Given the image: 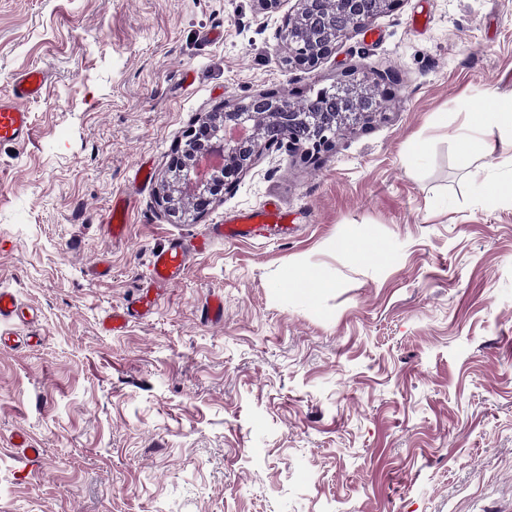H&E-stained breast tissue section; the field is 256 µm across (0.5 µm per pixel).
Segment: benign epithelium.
Returning <instances> with one entry per match:
<instances>
[{
    "instance_id": "7a95c632",
    "label": "benign epithelium",
    "mask_w": 512,
    "mask_h": 512,
    "mask_svg": "<svg viewBox=\"0 0 512 512\" xmlns=\"http://www.w3.org/2000/svg\"><path fill=\"white\" fill-rule=\"evenodd\" d=\"M398 0H296L280 32L287 62L308 69L336 53L353 32L369 25ZM381 113L366 87L345 84L322 89L298 102L259 92L245 103L205 112L185 131L155 196L165 216L181 223L202 216L265 150L288 144L305 155L328 149L349 120L371 121Z\"/></svg>"
}]
</instances>
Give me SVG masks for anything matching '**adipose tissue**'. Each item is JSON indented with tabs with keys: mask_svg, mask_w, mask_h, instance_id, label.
<instances>
[{
	"mask_svg": "<svg viewBox=\"0 0 512 512\" xmlns=\"http://www.w3.org/2000/svg\"><path fill=\"white\" fill-rule=\"evenodd\" d=\"M512 135V96L494 97L484 112L469 113L466 123L453 134L464 162L495 155L505 147L501 134Z\"/></svg>",
	"mask_w": 512,
	"mask_h": 512,
	"instance_id": "adipose-tissue-1",
	"label": "adipose tissue"
}]
</instances>
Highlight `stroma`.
Wrapping results in <instances>:
<instances>
[{
	"instance_id": "obj_1",
	"label": "stroma",
	"mask_w": 512,
	"mask_h": 512,
	"mask_svg": "<svg viewBox=\"0 0 512 512\" xmlns=\"http://www.w3.org/2000/svg\"><path fill=\"white\" fill-rule=\"evenodd\" d=\"M291 9L0 0V96L48 75L31 141L0 145V289L41 339L0 348V512H512V205L482 202L452 138L512 95V0H399L313 69L277 49ZM343 81L373 83L381 117L310 159L263 151L203 217H164L197 115ZM272 202L287 236L214 239L150 282L154 249ZM351 232L383 257L339 248ZM299 267L318 299L280 290ZM147 292L150 315L104 329ZM288 280L298 287L304 288L311 297L319 294L325 286L320 273L309 268H300L289 273L287 272L285 282L288 283Z\"/></svg>"
}]
</instances>
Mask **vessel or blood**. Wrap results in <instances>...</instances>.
<instances>
[{"instance_id": "1", "label": "vessel or blood", "mask_w": 512, "mask_h": 512, "mask_svg": "<svg viewBox=\"0 0 512 512\" xmlns=\"http://www.w3.org/2000/svg\"><path fill=\"white\" fill-rule=\"evenodd\" d=\"M47 75L34 67L16 78L10 100H0V143L23 145L30 141L33 126L30 106L40 100L45 92ZM288 213L277 207L241 213L225 218L216 232L225 240H239L264 230L286 231ZM186 254L180 246L171 245L153 252L150 260L152 282L176 284L185 269ZM23 311L15 294L0 291V343L7 336L6 323L21 318Z\"/></svg>"}]
</instances>
